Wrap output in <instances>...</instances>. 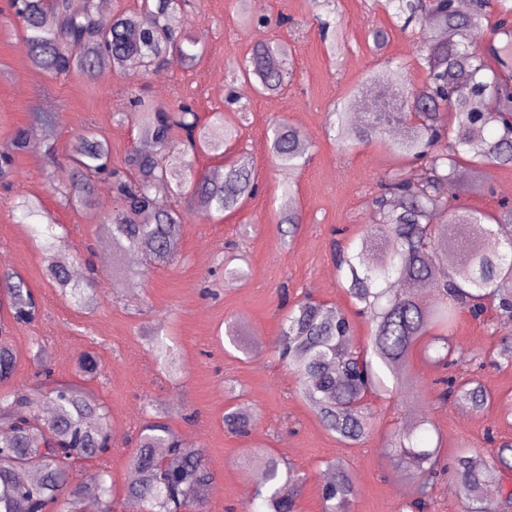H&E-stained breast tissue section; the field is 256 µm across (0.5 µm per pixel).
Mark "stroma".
Wrapping results in <instances>:
<instances>
[{
  "label": "stroma",
  "instance_id": "35a3bbf8",
  "mask_svg": "<svg viewBox=\"0 0 512 512\" xmlns=\"http://www.w3.org/2000/svg\"><path fill=\"white\" fill-rule=\"evenodd\" d=\"M270 17L265 26L240 23L236 0H190L184 25L207 37L208 48L191 67L172 63L154 75L112 71L106 80L79 72L53 76L34 65L21 28L7 22L9 0H0V148L16 131L38 132L32 150L19 154L11 177L0 183V271L22 275L38 298L41 313L31 323L12 325L8 341L17 355L16 370L0 392L29 384L37 369L33 355L45 345L53 377L75 378V362L86 350L99 358V375L89 386L110 411L113 438L107 456V483L117 498L118 512H131L124 497L125 458L132 449L149 404H165L169 425L187 441L203 448L214 481L205 496L206 512H250L253 493L262 476L261 456L271 452L308 479L298 512H323L322 487L327 461L344 460L355 477L351 512H404L405 472L385 445L395 427L426 417L433 427L425 437L440 443L445 462L459 449L481 448L495 453L512 440V366L492 364L499 337L490 316L474 319L460 314L453 334L482 359L469 366L492 397L481 413L434 395L397 393L373 402L368 436L347 447L321 426L315 412L298 392V379L279 361L275 349L282 318V298L311 294L327 305L354 316V332L366 337L368 321L354 315V306L339 285L333 259L335 246L358 242L367 225L375 223L371 199L387 175L413 173L416 163L398 157L384 145L348 149L327 134L328 114L352 90L378 99L388 84L382 81L385 58L403 64L409 84L421 85L425 73L418 57V32L400 31L397 20L376 0H336V16L345 33V48L330 55L325 47L312 0H259ZM288 15L299 34L276 27L275 18ZM390 30L383 53L373 50L374 29ZM286 41L291 47L293 76L285 93L261 96L241 85L239 96L247 119L237 147L251 153L261 184L234 212L217 219L200 215L187 200L177 206L182 215V243L167 266L146 268L129 255L103 258L110 232L103 215L116 206L108 181H99L93 205L71 208L66 200L70 173L65 151L75 137L92 131L110 149L112 165L124 168L129 150L143 139L136 125L122 120L127 94L142 91L153 100L172 104L192 102L201 118L224 109V85L233 61L260 43ZM284 120L309 134L310 160L295 175L292 192H284L282 176L266 149L272 121ZM512 167L491 173L486 190L467 182L456 186L454 207L494 212L500 202L512 204ZM39 197L55 224H23L14 209L20 196ZM297 209L302 224L295 236L283 235L282 213ZM55 234L54 255L44 244ZM245 257L244 277L224 282L222 260L229 247ZM77 273V281L93 280L94 305L79 307L60 293L47 273L48 259ZM141 277L127 279L129 269ZM242 328L239 346L224 336L227 322ZM172 337L181 374L170 379L149 346L153 333ZM236 407L253 418L247 437L224 426V411Z\"/></svg>",
  "mask_w": 512,
  "mask_h": 512
}]
</instances>
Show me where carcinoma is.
<instances>
[{
  "mask_svg": "<svg viewBox=\"0 0 512 512\" xmlns=\"http://www.w3.org/2000/svg\"><path fill=\"white\" fill-rule=\"evenodd\" d=\"M186 0H141L139 8L112 16L104 26L96 0H85L79 13L69 0H18L14 17L21 26L31 61L54 75L79 71L88 77L100 69L159 72L173 59L185 67L205 53V41L184 30ZM406 31L422 29L419 60L425 73L421 86L410 87L403 66L388 58L394 84L364 110L359 92H352L329 113L327 132L344 144L366 145L386 140L397 155L419 164L407 177L391 173L372 198L376 223L350 253L339 251L336 264L346 272V291L355 313L369 320L367 338L355 336L345 311L306 295L284 318L277 338L279 358L298 377L302 397L320 423L344 445L360 444L369 433L372 408L355 406L363 396L380 399L397 392L425 393L410 369L416 348L437 367L449 369L472 360L468 349L451 333L457 313L475 318L496 311L493 332L500 334L497 356L512 363V207L495 214L450 207L456 185L468 179L483 184L489 171L512 166V91L503 84L491 59L472 47V34L485 27L510 36L512 0H470L462 12L455 0H386ZM496 21H491V17ZM329 50L341 52V25L318 18ZM226 83L227 109L207 121L189 103L145 101L140 93L129 98L121 118L131 119L153 150L129 151L126 167L112 168L109 146L89 132L77 137L68 154L73 166L67 202L75 208L92 204L96 183L108 179L119 201L107 217L112 225V251H140L150 267L172 262L181 247V214L157 194L164 186L170 196L184 197L211 214L236 209L254 194L258 171L248 153L224 164V176L210 177L197 169L200 154L219 159L235 146L240 111L237 84L250 83L260 95H280L292 76L288 48L278 43L254 46L232 66ZM267 150L284 176V190L292 191L294 175L305 165L306 135L285 121L271 126ZM33 148L18 133L0 151V179L12 172L14 156ZM178 149L180 167L167 155ZM22 218L47 224L52 215L37 199L20 197ZM56 287L79 303L96 299L95 289L80 287L69 270L52 261L47 267ZM7 308L15 323H29L39 306L26 281L16 273L0 274ZM151 348L162 370L178 374L172 349L160 340ZM16 357L0 341V382L9 380ZM37 383L0 394V512H84L88 485L98 491L100 512H115L106 484L104 457L112 447L109 410L77 382L56 383L44 391L51 370L37 364ZM98 357L83 352L76 374L92 379ZM437 397H450L475 410L490 402L476 379L452 374L439 380ZM53 411L41 413L42 400ZM227 429L249 435L251 419L232 410L224 414ZM427 421L402 424L388 441L389 454L408 468L404 508L421 510L433 487L441 446L423 447L417 433ZM97 462L96 471L81 474L82 464ZM331 478L323 487L324 512H348L355 495L352 473L340 460L327 463ZM512 472V441L485 455L465 448L454 461L451 491L461 512H503L512 508V491L493 503L485 489L500 484ZM213 474L204 449L187 443L160 417L140 430L137 447L126 461L125 497L142 512H203L205 489ZM306 477L288 462L263 456V474L255 498L264 512H298L297 502Z\"/></svg>",
  "mask_w": 512,
  "mask_h": 512,
  "instance_id": "carcinoma-1",
  "label": "carcinoma"
}]
</instances>
